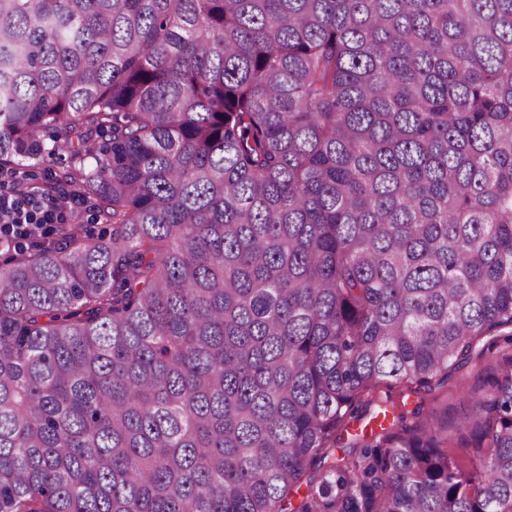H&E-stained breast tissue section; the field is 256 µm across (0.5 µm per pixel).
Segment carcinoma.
Returning <instances> with one entry per match:
<instances>
[{"mask_svg": "<svg viewBox=\"0 0 512 512\" xmlns=\"http://www.w3.org/2000/svg\"><path fill=\"white\" fill-rule=\"evenodd\" d=\"M59 151L112 233L0 263V512H512V0H0V167ZM489 338L482 339L477 343L473 350V357L456 372L452 373L448 380V399L433 401L429 395L419 393L418 395L410 394L407 386L400 384L380 385L376 388V396L380 399L374 401L364 416L358 420H351L349 431H344L342 439L337 446L341 447L349 442L351 434L360 433L364 425L368 424L369 420L379 412L380 409L377 405L381 404V400H386L390 395L392 401L399 402L406 401L408 405L406 410L411 411L420 402L424 401V410L426 413L430 412L432 408L437 407L439 415L448 424L457 421L461 418L473 416L478 411V405L475 399L471 397L472 389L476 386V390H480L483 394L486 393L487 387L482 384L485 369L491 364L492 352L489 353L486 349L482 350L485 343ZM481 387H480V386ZM408 398V399H407Z\"/></svg>", "mask_w": 512, "mask_h": 512, "instance_id": "carcinoma-1", "label": "carcinoma"}]
</instances>
